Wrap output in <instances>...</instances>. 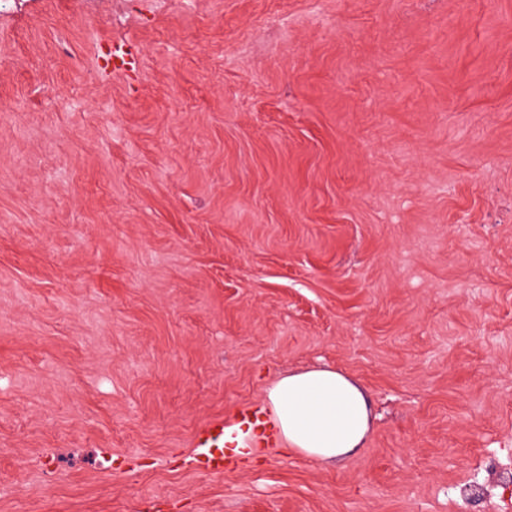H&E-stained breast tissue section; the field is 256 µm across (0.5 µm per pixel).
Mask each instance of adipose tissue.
Returning a JSON list of instances; mask_svg holds the SVG:
<instances>
[{"label":"adipose tissue","mask_w":512,"mask_h":512,"mask_svg":"<svg viewBox=\"0 0 512 512\" xmlns=\"http://www.w3.org/2000/svg\"><path fill=\"white\" fill-rule=\"evenodd\" d=\"M265 398L285 445L315 462L354 456L370 432L367 391L334 367L282 376L266 387Z\"/></svg>","instance_id":"ef3b65f1"}]
</instances>
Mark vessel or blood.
<instances>
[{"label": "vessel or blood", "instance_id": "obj_1", "mask_svg": "<svg viewBox=\"0 0 512 512\" xmlns=\"http://www.w3.org/2000/svg\"><path fill=\"white\" fill-rule=\"evenodd\" d=\"M259 433L264 443H273L276 430L263 409L248 408L240 412L235 424L214 421L201 429L193 442L196 470L209 476H220L230 468L227 449L252 447V433Z\"/></svg>", "mask_w": 512, "mask_h": 512}]
</instances>
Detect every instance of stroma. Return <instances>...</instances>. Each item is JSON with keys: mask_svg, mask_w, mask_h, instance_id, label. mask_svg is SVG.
I'll use <instances>...</instances> for the list:
<instances>
[{"mask_svg": "<svg viewBox=\"0 0 512 512\" xmlns=\"http://www.w3.org/2000/svg\"><path fill=\"white\" fill-rule=\"evenodd\" d=\"M316 365L362 452L192 469ZM493 452L512 0H0V512H497ZM237 426V429L234 427ZM252 428V437L248 436ZM241 431V435L239 433ZM262 438L257 439L256 433ZM276 430L271 421L265 418L262 408H246L240 412L237 421L224 425L223 420L206 425L195 436L193 442V462L196 470L209 476H222L230 469L229 457L225 448H249L253 442L273 444Z\"/></svg>", "mask_w": 512, "mask_h": 512, "instance_id": "stroma-1", "label": "stroma"}]
</instances>
